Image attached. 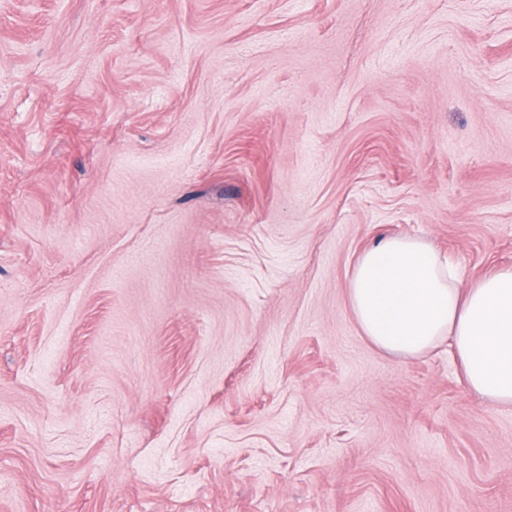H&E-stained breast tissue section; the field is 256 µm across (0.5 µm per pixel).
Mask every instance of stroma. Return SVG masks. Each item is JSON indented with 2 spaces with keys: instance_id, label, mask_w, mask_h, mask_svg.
<instances>
[{
  "instance_id": "1",
  "label": "stroma",
  "mask_w": 512,
  "mask_h": 512,
  "mask_svg": "<svg viewBox=\"0 0 512 512\" xmlns=\"http://www.w3.org/2000/svg\"><path fill=\"white\" fill-rule=\"evenodd\" d=\"M392 236L512 267V0H0V512H512Z\"/></svg>"
}]
</instances>
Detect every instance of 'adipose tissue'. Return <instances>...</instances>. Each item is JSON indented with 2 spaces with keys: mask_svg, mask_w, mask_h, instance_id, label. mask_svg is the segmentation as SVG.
Masks as SVG:
<instances>
[{
  "mask_svg": "<svg viewBox=\"0 0 512 512\" xmlns=\"http://www.w3.org/2000/svg\"><path fill=\"white\" fill-rule=\"evenodd\" d=\"M347 292L379 349L415 357L450 342L469 388L512 406V268L467 284L432 245L395 236L359 256Z\"/></svg>",
  "mask_w": 512,
  "mask_h": 512,
  "instance_id": "1",
  "label": "adipose tissue"
}]
</instances>
